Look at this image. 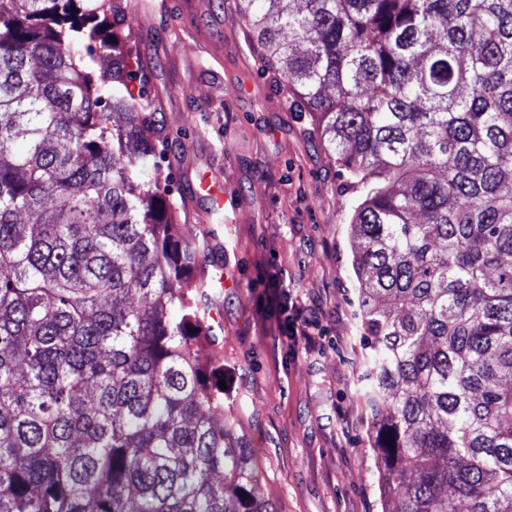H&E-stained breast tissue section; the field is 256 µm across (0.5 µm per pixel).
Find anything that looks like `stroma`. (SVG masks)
<instances>
[{"instance_id":"obj_1","label":"stroma","mask_w":512,"mask_h":512,"mask_svg":"<svg viewBox=\"0 0 512 512\" xmlns=\"http://www.w3.org/2000/svg\"><path fill=\"white\" fill-rule=\"evenodd\" d=\"M103 20L137 79L155 127L176 230L239 287H213L224 409L258 469V496L277 512H382L360 370L348 189L309 113L266 66L234 0H126ZM212 173L237 202L211 209L196 192ZM298 317L314 344L292 343Z\"/></svg>"}]
</instances>
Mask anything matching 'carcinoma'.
Instances as JSON below:
<instances>
[{"label": "carcinoma", "mask_w": 512, "mask_h": 512, "mask_svg": "<svg viewBox=\"0 0 512 512\" xmlns=\"http://www.w3.org/2000/svg\"><path fill=\"white\" fill-rule=\"evenodd\" d=\"M118 5L0 0V512H275L213 382L201 250L93 24ZM236 8L359 194L381 496L512 512V0Z\"/></svg>", "instance_id": "cac0c4a2"}]
</instances>
